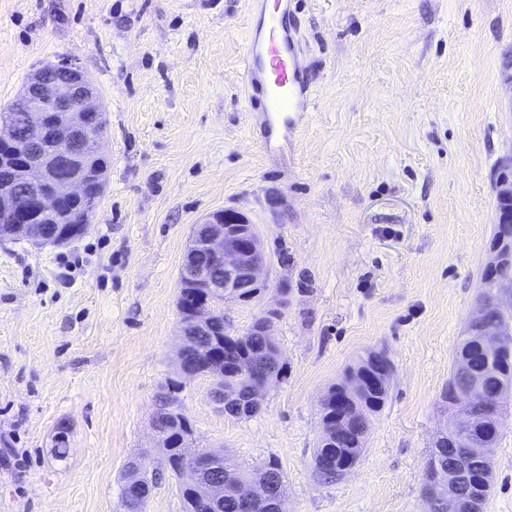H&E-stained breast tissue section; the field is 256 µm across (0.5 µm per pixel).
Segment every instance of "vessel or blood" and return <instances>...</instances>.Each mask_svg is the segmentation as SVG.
<instances>
[{
	"mask_svg": "<svg viewBox=\"0 0 512 512\" xmlns=\"http://www.w3.org/2000/svg\"><path fill=\"white\" fill-rule=\"evenodd\" d=\"M292 0H253L242 80L262 98L257 132L268 152L283 150L312 110L302 60L287 18Z\"/></svg>",
	"mask_w": 512,
	"mask_h": 512,
	"instance_id": "obj_1",
	"label": "vessel or blood"
}]
</instances>
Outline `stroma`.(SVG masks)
Listing matches in <instances>:
<instances>
[{
    "instance_id": "1",
    "label": "stroma",
    "mask_w": 512,
    "mask_h": 512,
    "mask_svg": "<svg viewBox=\"0 0 512 512\" xmlns=\"http://www.w3.org/2000/svg\"><path fill=\"white\" fill-rule=\"evenodd\" d=\"M250 0H0V109L37 68L79 59L108 117L106 187L60 247L0 241V512H122L128 463L161 476L146 512H185L150 424L175 375L179 274L195 224L236 210L287 287V370L259 413L212 382L179 405L194 448L277 462L288 512H423L454 350L480 294L499 160L512 153V0H294L313 96L295 139L256 144L242 74ZM394 377L352 471L312 475L319 398L366 351ZM485 512H512V416Z\"/></svg>"
}]
</instances>
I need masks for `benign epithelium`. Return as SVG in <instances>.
<instances>
[{
    "mask_svg": "<svg viewBox=\"0 0 512 512\" xmlns=\"http://www.w3.org/2000/svg\"><path fill=\"white\" fill-rule=\"evenodd\" d=\"M102 112L104 106L97 87L82 65L72 58L36 69L13 101L8 126L0 139L9 145L7 155L20 153L26 162L11 170V177L0 185V200L6 205L23 204L19 209L18 234L31 243L63 244L58 238L46 236L33 220L53 218L65 204L80 201L87 195L88 182L74 168L88 142H93L96 154H102L101 138H91ZM498 169L493 189L504 208L495 219L496 235L490 241L487 262L495 282L491 300L476 305L462 334V338L480 346L487 356V365L477 372L471 368L467 355L462 354L457 360L465 388L488 397L495 411L512 395V385L495 381L492 364L499 353H512V322L486 319L491 305L503 311L512 310V155L501 158ZM204 224L207 225L204 234H191L181 270L186 287L202 292L200 299L184 303L185 322L182 323L199 336L210 335L212 326L224 316L219 302L257 301L269 288L267 246L256 225L233 210L213 213ZM186 344L187 333L182 331L176 351L177 376L182 379L194 376L184 360ZM212 369L219 380L211 390L212 399L221 406L230 403L235 410L243 408L236 390L220 384L221 365L215 363ZM393 374V366L387 363L368 375L367 384L375 391L385 392ZM461 428L469 436L468 446L460 449L456 470L446 475L439 469L434 473L435 489L424 494L425 512H484L486 496L473 490L463 493V483L466 470L475 458L481 462L483 480L487 484L491 482L493 433L484 420L462 413L440 429L438 437ZM346 434L344 419L338 417L323 426L321 441L326 444ZM190 444L191 440H185L178 467L180 476L184 477L183 486L197 490L199 512H222L224 482L198 469L196 460L200 453L190 451ZM348 471L349 467L338 464L330 456L319 466L323 477L339 479ZM235 493L248 509L268 498L273 512H288L282 484L271 492L265 485L243 481L237 484Z\"/></svg>",
    "mask_w": 512,
    "mask_h": 512,
    "instance_id": "1",
    "label": "benign epithelium"
}]
</instances>
